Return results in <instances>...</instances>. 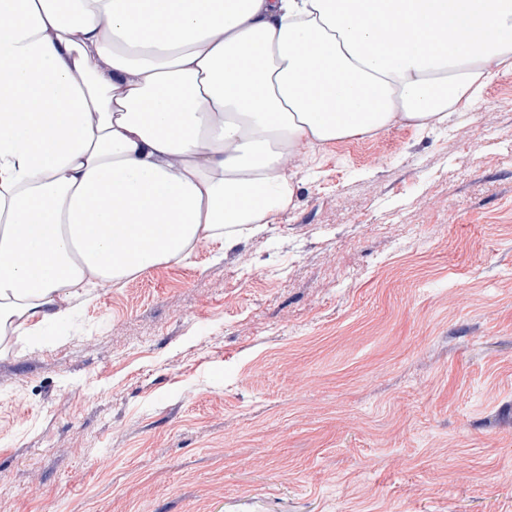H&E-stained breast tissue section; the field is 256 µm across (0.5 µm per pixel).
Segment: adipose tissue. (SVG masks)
I'll list each match as a JSON object with an SVG mask.
<instances>
[{
	"instance_id": "1",
	"label": "adipose tissue",
	"mask_w": 512,
	"mask_h": 512,
	"mask_svg": "<svg viewBox=\"0 0 512 512\" xmlns=\"http://www.w3.org/2000/svg\"><path fill=\"white\" fill-rule=\"evenodd\" d=\"M493 62L512 0H0V334L266 232L287 156L434 130Z\"/></svg>"
}]
</instances>
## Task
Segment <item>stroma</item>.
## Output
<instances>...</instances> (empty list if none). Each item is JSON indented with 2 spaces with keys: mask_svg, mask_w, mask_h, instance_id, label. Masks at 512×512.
Instances as JSON below:
<instances>
[{
  "mask_svg": "<svg viewBox=\"0 0 512 512\" xmlns=\"http://www.w3.org/2000/svg\"><path fill=\"white\" fill-rule=\"evenodd\" d=\"M286 166L265 233L0 342V512H512V72Z\"/></svg>",
  "mask_w": 512,
  "mask_h": 512,
  "instance_id": "1",
  "label": "stroma"
}]
</instances>
